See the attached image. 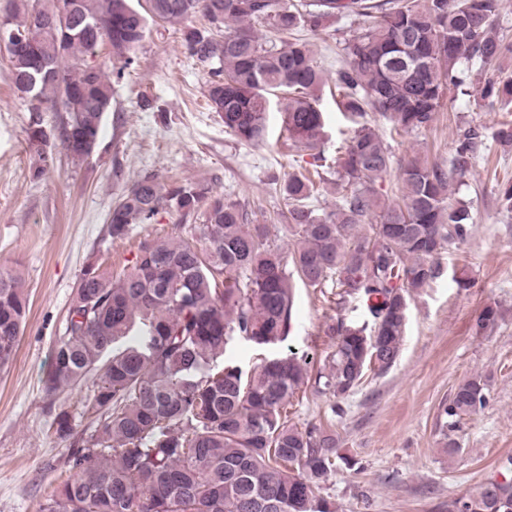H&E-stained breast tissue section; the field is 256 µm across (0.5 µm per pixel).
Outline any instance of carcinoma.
I'll return each mask as SVG.
<instances>
[{
  "mask_svg": "<svg viewBox=\"0 0 512 512\" xmlns=\"http://www.w3.org/2000/svg\"><path fill=\"white\" fill-rule=\"evenodd\" d=\"M6 0L0 29L15 93L36 116L27 130L34 176L53 164L50 141L71 144L70 157H89L104 114L112 109V80L89 59L101 46L127 66L147 21L176 24L201 13L209 25L182 31L181 46L209 67L206 97L240 143L267 135L270 98L288 140L314 150L325 138L317 107L324 72L313 34L338 18L362 23L344 40L336 71V106L350 120L369 108L398 134L427 129L446 94L472 83L473 66L499 62L509 48L492 32L500 0ZM268 20L284 35L260 37L253 23ZM483 98L507 107L512 82L487 79ZM56 114L48 129L41 114ZM487 129H459L449 168L416 153L399 168L400 193L381 200L375 183L392 165L388 145L367 124H356L336 146L341 200L336 210L311 208L315 184L303 173L284 181L291 248L268 225L248 223L234 200L202 182H166L145 173L114 205L112 239L162 213L199 216L186 234L140 243L120 274L95 262L78 277L64 336L52 348L46 392L92 380L86 437L63 408L51 427L69 441L70 472L40 512H337L320 489L336 471V435L288 419L302 386L343 399L369 371L387 372L403 346L411 298L439 278V256L470 236L467 207L449 201L452 181L466 176L486 146ZM309 287L328 280L340 299L367 298L371 327L340 320L328 365L309 374L311 358H264L245 372L224 356L229 336L257 345L284 341L291 328L292 279ZM29 312V292L17 272L0 269V369L13 360ZM490 378L460 382L440 407L439 436L489 403ZM448 512H512V457L495 482L448 502Z\"/></svg>",
  "mask_w": 512,
  "mask_h": 512,
  "instance_id": "cac0c4a2",
  "label": "carcinoma"
}]
</instances>
